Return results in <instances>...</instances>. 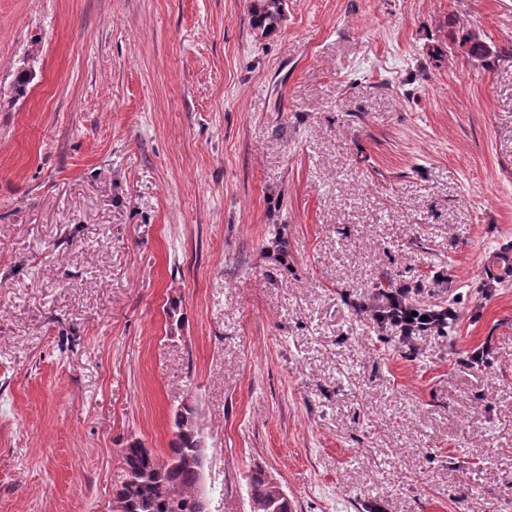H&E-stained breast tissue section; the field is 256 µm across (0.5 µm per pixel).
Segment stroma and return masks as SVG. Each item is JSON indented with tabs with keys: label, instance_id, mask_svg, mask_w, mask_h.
<instances>
[{
	"label": "stroma",
	"instance_id": "stroma-1",
	"mask_svg": "<svg viewBox=\"0 0 512 512\" xmlns=\"http://www.w3.org/2000/svg\"><path fill=\"white\" fill-rule=\"evenodd\" d=\"M0 0V512H113L175 406L213 512H512V0ZM288 263L262 257L274 238ZM442 281H433V273ZM456 294L405 355L352 304ZM492 289L490 298L477 287ZM176 306L179 326L167 310ZM491 343L490 364H462ZM284 16L283 0H256L251 9V24L262 32L274 30ZM457 20L452 15H448V37L450 43L457 44L468 59L474 62H488L490 60H501L503 58L512 59V47L496 48L488 45L481 39L480 34L473 28L457 27ZM247 485L254 505L251 512H293L292 502L281 496L279 488L261 468L252 470Z\"/></svg>",
	"mask_w": 512,
	"mask_h": 512
}]
</instances>
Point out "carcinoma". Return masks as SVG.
I'll use <instances>...</instances> for the list:
<instances>
[{"mask_svg": "<svg viewBox=\"0 0 512 512\" xmlns=\"http://www.w3.org/2000/svg\"><path fill=\"white\" fill-rule=\"evenodd\" d=\"M284 16V0H255L251 9V24L263 32L274 30ZM450 43L458 45L468 59L474 62L512 59V47L496 48L481 39L473 28L457 25L453 16H448ZM192 409L184 404L173 413L175 439L166 456L173 466L163 475L153 474L158 455L137 439L129 441L121 449L126 476L116 497L126 500L128 512H193V498L199 463L193 453L199 435L194 429L190 415ZM251 512H293L292 502L281 496L261 468L252 470L248 476Z\"/></svg>", "mask_w": 512, "mask_h": 512, "instance_id": "1", "label": "carcinoma"}]
</instances>
